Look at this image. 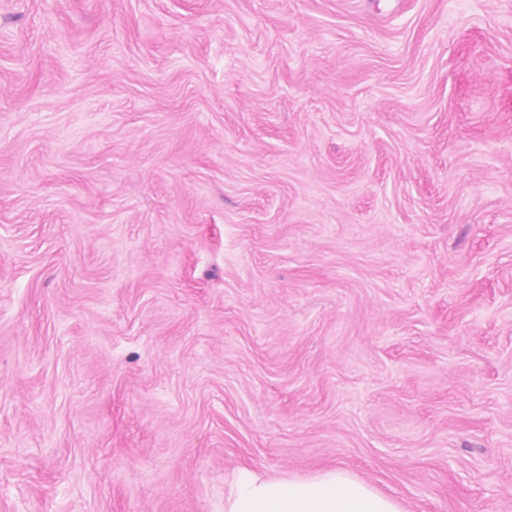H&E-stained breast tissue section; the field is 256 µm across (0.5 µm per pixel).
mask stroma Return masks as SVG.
<instances>
[{"mask_svg": "<svg viewBox=\"0 0 512 512\" xmlns=\"http://www.w3.org/2000/svg\"><path fill=\"white\" fill-rule=\"evenodd\" d=\"M336 467L512 512V0H0V512Z\"/></svg>", "mask_w": 512, "mask_h": 512, "instance_id": "35a3bbf8", "label": "stroma"}]
</instances>
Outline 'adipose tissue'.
<instances>
[{"mask_svg": "<svg viewBox=\"0 0 512 512\" xmlns=\"http://www.w3.org/2000/svg\"><path fill=\"white\" fill-rule=\"evenodd\" d=\"M224 512H401L394 499L376 493L343 469L310 479H268L247 475L237 480Z\"/></svg>", "mask_w": 512, "mask_h": 512, "instance_id": "1", "label": "adipose tissue"}]
</instances>
